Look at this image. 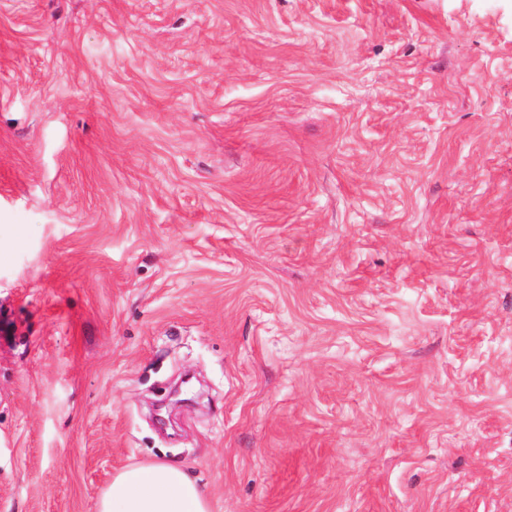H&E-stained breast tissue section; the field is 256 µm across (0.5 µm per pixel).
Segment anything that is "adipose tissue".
<instances>
[{
  "label": "adipose tissue",
  "instance_id": "ef3b65f1",
  "mask_svg": "<svg viewBox=\"0 0 512 512\" xmlns=\"http://www.w3.org/2000/svg\"><path fill=\"white\" fill-rule=\"evenodd\" d=\"M97 512H211V506L181 465L154 461L117 471Z\"/></svg>",
  "mask_w": 512,
  "mask_h": 512
}]
</instances>
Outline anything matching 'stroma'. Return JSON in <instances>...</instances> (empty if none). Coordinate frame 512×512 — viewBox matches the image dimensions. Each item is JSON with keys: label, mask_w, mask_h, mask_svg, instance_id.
<instances>
[{"label": "stroma", "mask_w": 512, "mask_h": 512, "mask_svg": "<svg viewBox=\"0 0 512 512\" xmlns=\"http://www.w3.org/2000/svg\"><path fill=\"white\" fill-rule=\"evenodd\" d=\"M512 512V0H0V512ZM97 512H211V506L181 465L154 461L117 471Z\"/></svg>", "instance_id": "1"}]
</instances>
